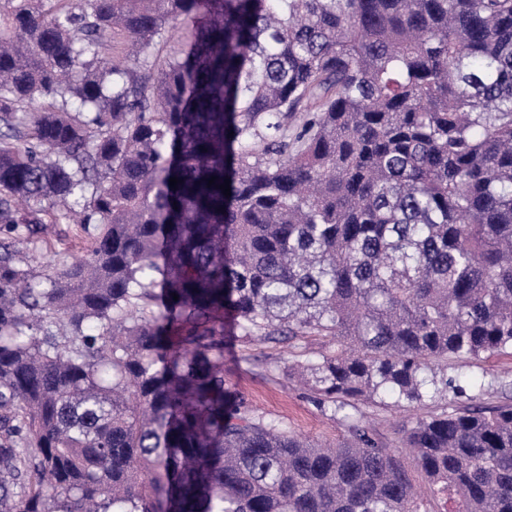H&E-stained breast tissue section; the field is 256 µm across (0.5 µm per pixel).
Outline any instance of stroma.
Segmentation results:
<instances>
[{"label": "stroma", "instance_id": "obj_1", "mask_svg": "<svg viewBox=\"0 0 512 512\" xmlns=\"http://www.w3.org/2000/svg\"><path fill=\"white\" fill-rule=\"evenodd\" d=\"M87 243V236L77 226L57 224L47 240L35 243L33 250L43 266L51 267L79 256ZM326 345V339L317 336L307 337L296 348L285 342L246 339L236 335L232 324H225L224 387L229 394L245 399L259 414L284 422L295 434L321 443L342 442L347 435L345 427L317 408L306 386L287 371L288 364L305 360ZM470 369L485 376L483 405L512 404V353L471 364ZM468 405L467 398L451 396L430 409L369 405L364 412L376 440L392 448L402 422L431 410L458 412Z\"/></svg>", "mask_w": 512, "mask_h": 512}]
</instances>
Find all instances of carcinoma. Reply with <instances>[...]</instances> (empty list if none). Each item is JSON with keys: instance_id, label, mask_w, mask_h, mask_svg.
<instances>
[{"instance_id": "obj_1", "label": "carcinoma", "mask_w": 512, "mask_h": 512, "mask_svg": "<svg viewBox=\"0 0 512 512\" xmlns=\"http://www.w3.org/2000/svg\"><path fill=\"white\" fill-rule=\"evenodd\" d=\"M227 315L328 339L344 442L226 398ZM508 349L512 0H0V512H512V405L448 377ZM87 243V236L77 226L73 224H54L46 242L39 240L32 245L24 241L19 244V247L33 250L41 265L53 267L63 261H70L73 257L79 256ZM469 404L466 397H455L449 393L448 399L430 404L429 407L396 408L385 405H369L363 407V411L365 420L372 429L376 440L389 448H395L398 445L396 429L402 422L425 416L430 411L440 412L444 409L448 412L463 411L470 406Z\"/></svg>"}]
</instances>
